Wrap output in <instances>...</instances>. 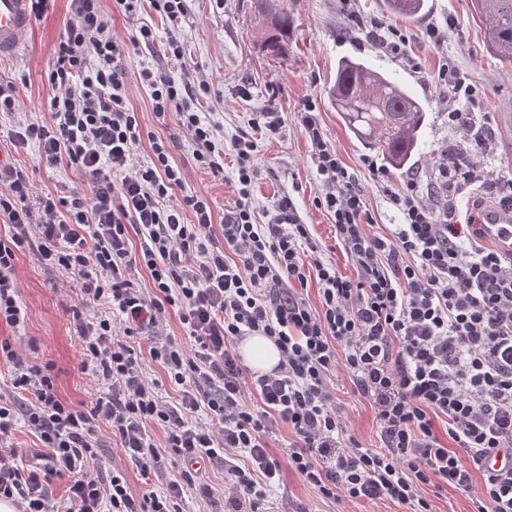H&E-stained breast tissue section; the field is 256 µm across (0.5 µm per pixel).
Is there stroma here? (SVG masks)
I'll return each mask as SVG.
<instances>
[{"label": "stroma", "instance_id": "stroma-1", "mask_svg": "<svg viewBox=\"0 0 512 512\" xmlns=\"http://www.w3.org/2000/svg\"><path fill=\"white\" fill-rule=\"evenodd\" d=\"M358 6L363 18L402 31L407 38L406 50L418 62V69L381 52L371 42L348 35V21L337 0H293L295 33L287 51L276 57L262 49L263 34L253 0H191L181 31L190 75L203 78L210 85L209 95L201 101L200 113L204 121L215 127L218 145L230 146L238 131L249 129L261 113L273 111L282 115L277 133L256 137L259 173L251 196L252 208L260 213L271 209L281 196H291L322 257L348 277L355 276L356 269L336 241L331 217L313 203L321 178L299 123L306 101L315 103L327 142L350 169L356 170L359 187L375 213V233H386L388 225L397 223L398 217L368 172L362 170L365 150L345 127L328 94L341 57L364 58L370 65L397 77L424 103V140L413 168L425 173L431 171L433 157L460 139L458 132L449 129L446 119L448 90L432 80L447 60H454L477 85L479 93L471 109L478 122L486 123L498 147L495 155L481 159L480 164L512 176V127L507 124L512 116V65L487 50L484 28L472 0H428L427 11L411 19L390 16L383 0H359ZM67 16V0H56L53 12L33 19L27 51L0 60L1 75L21 80V108L28 116L39 117L47 110L49 89L43 76L52 62L50 48L63 32ZM430 25L447 30L442 47H433L428 41L426 28ZM154 59V54L142 49L130 53L125 61L131 102L141 127L146 132L176 137L173 157L186 172L187 188L207 195L216 214H223L232 209L237 199L233 157L225 155L222 174L201 171L187 142L179 136L174 116L158 120L139 78L141 70L152 66ZM17 159L28 168L38 190L54 189L61 181L78 189L87 186L84 174L77 169H51L40 164L35 146L21 148ZM15 276L29 318L17 329L1 326L0 338L10 339L21 351H34L38 361L52 363L62 398L90 402L96 385L89 372L80 367L71 310L77 302L75 292L29 254L20 255ZM336 377L337 415L344 430L365 447L378 446L369 403L353 393L344 372H337ZM288 436L283 428L270 441L281 463L282 483L265 502L266 512H283L287 507L294 512H397L396 506L384 501L353 502L342 495L322 497L289 467L281 446ZM100 455L106 465L125 470L134 497L159 489V482L141 476L110 436H103Z\"/></svg>", "mask_w": 512, "mask_h": 512}]
</instances>
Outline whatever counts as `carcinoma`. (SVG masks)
I'll use <instances>...</instances> for the list:
<instances>
[{
	"instance_id": "obj_1",
	"label": "carcinoma",
	"mask_w": 512,
	"mask_h": 512,
	"mask_svg": "<svg viewBox=\"0 0 512 512\" xmlns=\"http://www.w3.org/2000/svg\"><path fill=\"white\" fill-rule=\"evenodd\" d=\"M394 17L414 18L427 0H384ZM267 20L265 43L270 52L284 48L293 34L294 18L286 0H255ZM487 37V47L512 64V0H474ZM329 95L348 130L363 146L381 154L397 170L414 162L426 121L423 103L397 80L365 60L342 59Z\"/></svg>"
}]
</instances>
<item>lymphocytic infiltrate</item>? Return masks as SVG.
<instances>
[{"instance_id":"obj_1","label":"lymphocytic infiltrate","mask_w":512,"mask_h":512,"mask_svg":"<svg viewBox=\"0 0 512 512\" xmlns=\"http://www.w3.org/2000/svg\"><path fill=\"white\" fill-rule=\"evenodd\" d=\"M101 0H70L63 34L45 75L46 115L20 118L19 87L0 77V114L14 118L10 144H34L51 167L83 172L88 188L67 184L36 191L26 167L0 168V325L20 328L28 317L15 279L20 253L75 281L73 324L80 366L96 379L87 403L58 393L51 363L29 360L0 339L9 395H0V499L18 512H183L185 489L202 484L199 465L224 469L230 512H256L280 484L269 436L279 424L293 434L288 463L326 498L384 500L405 512H434L426 487L464 491L481 480L473 512H512V258L465 237L456 198L475 184L497 185L500 206L512 209V179L472 168L462 176L439 163L427 177L408 173L392 184L372 157L363 160L399 218L388 235L355 176L328 144L306 102L302 132L321 188L317 208L334 220L336 238L357 269L339 273L318 253L291 197H281L257 223L250 205L258 174L254 134L277 132L282 117L263 113L252 131L232 140L238 198L216 218L208 196L186 189L172 159L173 139L143 135L127 92L125 60L153 47L156 33L139 17L148 4L168 24L155 67L140 72L156 117L175 114L199 168L216 173L224 156L199 106L207 81L186 76L179 36L189 0H115L132 25L114 33ZM353 31L387 53L406 55L396 27L364 22L356 0H339ZM181 77H174V70ZM450 92L448 125L473 131L468 103L476 87L455 62L438 73ZM148 142L150 162L135 163ZM145 271L150 290L135 287ZM316 282L320 305L305 296ZM177 313L184 339L167 335ZM270 338L277 366L256 371L237 346ZM161 367L177 388L162 401L146 364ZM355 395L368 400L379 449L344 435L336 415L337 368ZM41 443L39 464L16 461L17 423ZM162 430L157 446L154 430ZM119 441L142 476L164 485L134 498L126 473L98 463L101 433ZM178 479L167 480L169 469ZM66 479V497L53 483Z\"/></svg>"}]
</instances>
